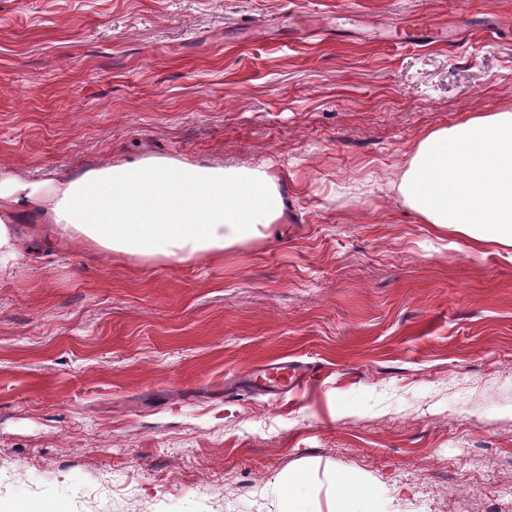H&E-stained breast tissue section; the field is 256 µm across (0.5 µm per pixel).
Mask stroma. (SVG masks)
I'll list each match as a JSON object with an SVG mask.
<instances>
[{
	"mask_svg": "<svg viewBox=\"0 0 512 512\" xmlns=\"http://www.w3.org/2000/svg\"><path fill=\"white\" fill-rule=\"evenodd\" d=\"M505 108L512 0H0V167L288 174L287 224L221 258L73 244L0 280V512H330L340 475L381 512H512V249L332 195ZM283 361L316 380L249 384Z\"/></svg>",
	"mask_w": 512,
	"mask_h": 512,
	"instance_id": "1",
	"label": "stroma"
}]
</instances>
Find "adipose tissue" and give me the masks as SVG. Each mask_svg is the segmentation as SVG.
<instances>
[{
    "label": "adipose tissue",
    "mask_w": 512,
    "mask_h": 512,
    "mask_svg": "<svg viewBox=\"0 0 512 512\" xmlns=\"http://www.w3.org/2000/svg\"><path fill=\"white\" fill-rule=\"evenodd\" d=\"M283 181L265 163L209 166L147 153L52 180L0 168V276L19 265L18 225L28 215L45 217L49 245L71 241L155 263L223 257L282 223ZM390 186L417 223L512 247V111L426 131Z\"/></svg>",
    "instance_id": "ef3b65f1"
}]
</instances>
